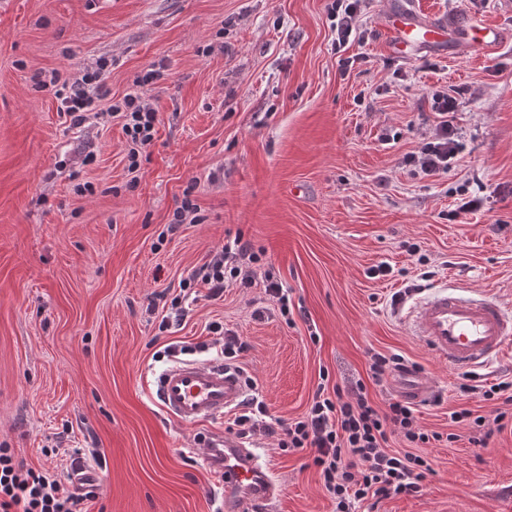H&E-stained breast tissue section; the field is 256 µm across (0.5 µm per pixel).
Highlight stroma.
I'll use <instances>...</instances> for the list:
<instances>
[{
    "label": "stroma",
    "mask_w": 512,
    "mask_h": 512,
    "mask_svg": "<svg viewBox=\"0 0 512 512\" xmlns=\"http://www.w3.org/2000/svg\"><path fill=\"white\" fill-rule=\"evenodd\" d=\"M330 2L0 0V444L34 468L58 448L63 472L100 450L106 487L87 512H221L199 430L152 395L165 345L208 341L213 321L247 343L237 365L284 422L321 384L365 379L378 406L401 396L398 376L368 381L373 354L420 366L431 399L416 405L419 427L458 439L422 448L433 472L420 493L356 512H512V432L470 444L449 417L461 373L409 319L444 285L512 310V0H369L341 54ZM392 3L496 25L507 40L400 59L378 24ZM344 56L356 59L347 71ZM101 57L108 97L137 90L158 113L132 172L120 119L72 126L34 81ZM155 65L162 78L135 88ZM452 86L462 149L447 175L412 176L402 157L432 133L431 92ZM189 186L203 221L168 234ZM464 189L483 206L449 220ZM239 234L264 252L253 285L216 300L195 288L181 324L159 332L165 311L150 301L179 294ZM382 263L392 275L371 277ZM260 442L282 488L266 512H336L308 453Z\"/></svg>",
    "instance_id": "35a3bbf8"
}]
</instances>
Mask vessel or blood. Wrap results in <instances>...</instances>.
<instances>
[{"label": "vessel or blood", "instance_id": "1", "mask_svg": "<svg viewBox=\"0 0 512 512\" xmlns=\"http://www.w3.org/2000/svg\"><path fill=\"white\" fill-rule=\"evenodd\" d=\"M381 29L393 53L408 57L433 48L491 50L506 34L494 25L473 19L422 22L407 8L382 18ZM414 333L449 366L467 371L488 365L512 344V312L488 298L463 296L441 288L412 308ZM155 395L174 422L201 426L238 409L246 395L241 374L221 363L178 361L160 372ZM206 462L221 478L224 497L232 505L225 512H258L280 494L271 469L241 438L229 432L202 435ZM100 476L86 466L75 467L70 485L76 495L96 491Z\"/></svg>", "mask_w": 512, "mask_h": 512}]
</instances>
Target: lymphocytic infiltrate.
<instances>
[{
    "label": "lymphocytic infiltrate",
    "mask_w": 512,
    "mask_h": 512,
    "mask_svg": "<svg viewBox=\"0 0 512 512\" xmlns=\"http://www.w3.org/2000/svg\"><path fill=\"white\" fill-rule=\"evenodd\" d=\"M106 68V61L100 60L80 75L67 78L55 70L49 79H38L37 85L55 87L61 109L72 125H82L92 118H119L131 145L128 161L133 164L140 149L151 144L157 122L156 110L142 101L138 90L160 79L162 73L154 68L136 78V92L125 94L103 109L99 100ZM429 103L436 118L433 135L417 151L406 154L403 162L414 174L438 177L447 174L460 150L455 125L460 102L455 91L436 90ZM258 261L252 243L235 236L233 242L181 279L180 288L184 292L202 285L211 298H221L225 289L234 285L250 286ZM477 396L503 401L505 407L489 419L473 415L464 406L452 411L450 419L468 422L473 431L471 444L485 449L496 433L512 424V381L487 387L459 384L458 400L466 403ZM265 413L263 402L249 399L234 420L237 435L277 436L278 446L285 452L312 449V464L320 473L324 489L335 500L336 512H352L355 505L371 500L420 492L432 468L427 458L419 455V448L457 439L453 433L423 431L414 406L406 400L391 398L384 407L374 406L361 380L330 392L318 387L306 415L281 427L267 423ZM393 435L408 444L407 452L388 451ZM81 502V497L65 491L55 469L27 467L12 449L0 445V512H79Z\"/></svg>",
    "instance_id": "f902f5d3"
}]
</instances>
